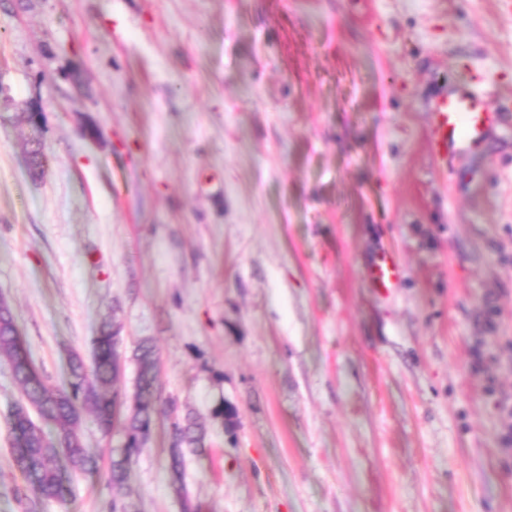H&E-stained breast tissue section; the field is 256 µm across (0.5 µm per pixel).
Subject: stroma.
Instances as JSON below:
<instances>
[{"instance_id": "obj_1", "label": "stroma", "mask_w": 512, "mask_h": 512, "mask_svg": "<svg viewBox=\"0 0 512 512\" xmlns=\"http://www.w3.org/2000/svg\"><path fill=\"white\" fill-rule=\"evenodd\" d=\"M472 76L505 119L446 170L427 106ZM0 83V297L49 386L111 323L131 391L150 340L200 512H512V0H0ZM20 397L0 363V512ZM82 432L42 512H111L123 434ZM168 432L129 512H181ZM401 267L395 258L388 254H382L371 263L368 273L372 282L379 288H391L398 282Z\"/></svg>"}]
</instances>
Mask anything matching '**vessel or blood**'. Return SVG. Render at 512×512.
<instances>
[{"label": "vessel or blood", "instance_id": "vessel-or-blood-1", "mask_svg": "<svg viewBox=\"0 0 512 512\" xmlns=\"http://www.w3.org/2000/svg\"><path fill=\"white\" fill-rule=\"evenodd\" d=\"M432 128V153L442 163L483 143L500 114L485 85L451 88L434 99L429 107ZM401 268L395 258L384 254L371 263L372 282L387 289L398 282Z\"/></svg>", "mask_w": 512, "mask_h": 512}]
</instances>
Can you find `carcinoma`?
<instances>
[{
  "label": "carcinoma",
  "mask_w": 512,
  "mask_h": 512,
  "mask_svg": "<svg viewBox=\"0 0 512 512\" xmlns=\"http://www.w3.org/2000/svg\"><path fill=\"white\" fill-rule=\"evenodd\" d=\"M32 173L45 161L42 127H32L29 139ZM119 328L105 324L93 341L91 369L74 356L70 361V381L63 389L50 387L33 363L28 348L15 325L10 304L0 300V362L8 364L22 392L7 417L14 436L13 460L26 479L15 489L25 512H35L45 501L65 500L62 463L81 471L97 467L98 453L86 445L81 433V409L90 408L99 428L109 433L117 424L123 443L112 450L109 476L113 512H128L129 474L132 460L148 441L156 419L162 413L170 418L168 470L172 486L181 500L182 512H197L184 483L186 456L205 446L206 433L197 418L180 415L174 403H160L158 378L160 358L148 340L132 352L136 377L131 396L120 400L115 383L121 371Z\"/></svg>",
  "instance_id": "1"
}]
</instances>
